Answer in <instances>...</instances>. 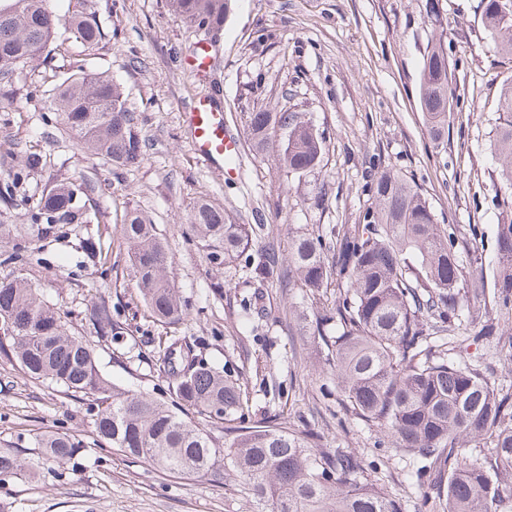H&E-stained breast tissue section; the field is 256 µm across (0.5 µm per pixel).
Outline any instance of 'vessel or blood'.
<instances>
[{"instance_id": "b4317fda", "label": "vessel or blood", "mask_w": 512, "mask_h": 512, "mask_svg": "<svg viewBox=\"0 0 512 512\" xmlns=\"http://www.w3.org/2000/svg\"><path fill=\"white\" fill-rule=\"evenodd\" d=\"M191 130L195 151L207 161L224 168L225 175H232L234 168L227 160L239 153V144L224 132V114L207 101L198 102L184 115Z\"/></svg>"}]
</instances>
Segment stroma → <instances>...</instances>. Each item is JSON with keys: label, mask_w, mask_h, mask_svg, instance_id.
<instances>
[{"label": "stroma", "mask_w": 512, "mask_h": 512, "mask_svg": "<svg viewBox=\"0 0 512 512\" xmlns=\"http://www.w3.org/2000/svg\"><path fill=\"white\" fill-rule=\"evenodd\" d=\"M427 0H231L220 30L192 31L168 0H96L107 36L92 50L65 41L49 68L25 69L21 85L62 81L72 67L112 75L136 112L144 157L134 170L115 169L86 157L76 140L61 135L44 102H25L0 90V179L19 164L22 152L42 156L25 193L38 196L54 185L88 180L97 193L89 207L101 225L57 226L37 241L43 264L26 276L43 297L94 344L102 373L111 381L171 401L155 363L174 340L197 341L208 362L229 364L252 397L253 417L293 406L301 422L324 433L329 445L358 449L367 459L387 460L384 487L420 502L422 488L408 485L379 433L345 415L336 404V382L327 373L302 319L321 313L325 298L301 291L266 289L258 308L246 313L252 294L237 264H216L194 238L187 217L201 200L223 208L236 224H267L280 246L302 229L355 224L367 203L376 166L398 170L423 190L437 215L457 225L462 249L482 231L484 253L495 249L501 208L495 197L496 163L489 151L500 88L512 80V55L493 50L482 22L480 0H439L441 22L426 12ZM448 40L451 108L448 133L434 140L419 104L421 54L436 26ZM209 43L206 74L188 62ZM224 111L225 127L239 142V175L196 154L183 114L199 100ZM296 112L326 140L314 175L297 178L276 154L286 141L278 131L266 153H256L243 116L256 108ZM323 183L326 194L315 186ZM137 210L156 226L172 256L169 278L188 307L178 324L154 322L136 287L120 225ZM103 231L112 260L85 262L84 238ZM112 305L126 329L121 343L104 346L84 322L94 295ZM296 314H288L289 303ZM90 400L63 387L25 376L0 356V448H14L29 465L26 475L0 483V512H257L237 477L221 482L163 472L124 454L94 432ZM66 433L82 447L75 461L47 466L36 437Z\"/></svg>", "instance_id": "1"}]
</instances>
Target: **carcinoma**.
<instances>
[{
  "instance_id": "cac0c4a2",
  "label": "carcinoma",
  "mask_w": 512,
  "mask_h": 512,
  "mask_svg": "<svg viewBox=\"0 0 512 512\" xmlns=\"http://www.w3.org/2000/svg\"><path fill=\"white\" fill-rule=\"evenodd\" d=\"M53 0H0V87H14L19 71L45 64L61 46L63 32L88 49L107 33L93 0L61 21ZM489 42L512 53V0H481ZM174 12L195 30H218L230 0H170ZM42 97L47 110L92 155L132 170L143 159L138 117L126 105L121 86L102 72L78 66L60 83L26 88L22 98ZM419 103L430 133L443 138L453 96L448 44L432 35L423 55ZM255 152L262 153L279 127L288 131L277 154L288 174L316 172L325 140L295 112L254 110L245 119ZM491 152L498 163L502 200H512V81L497 104ZM42 165L35 153L0 182V203H11L30 172ZM96 186L88 181L59 184L34 200L26 224H0L4 262L18 267L42 263L27 231L46 235L56 224L99 220L82 199ZM371 202L357 224H329L291 240L288 257L274 238L261 237L263 224H234L208 202L188 216L194 236L206 243L213 261L244 260L256 290L300 285L315 296L336 285V298L308 328L327 370L336 376L345 414L379 429L406 477L426 487L417 512H512V393L493 374L463 359L467 341L494 343L500 360L512 364V216L496 225V254L490 266L475 253L461 255L458 228L442 224L422 189L403 174L382 171ZM121 234L140 296L154 319L176 324L186 307L170 283L171 257L155 225L136 210L125 214ZM263 239L258 261L253 241ZM85 256L105 265L111 245L102 234L86 239ZM88 328L104 343H116L123 327L112 305L99 296L85 311ZM0 354L13 358L31 379L55 383L93 398L97 437L127 456L172 473L220 482L235 475L262 512H406V500L380 486L378 465L354 448H330L324 435L290 414L253 420L249 397L230 368H219L172 342L160 366L175 396L168 404L122 388L99 370L94 348L71 330L61 313L22 275L0 280ZM191 410L224 425V443L186 421ZM44 460L73 459L78 440L67 434L36 439ZM18 451L0 448V481L21 476Z\"/></svg>"
}]
</instances>
